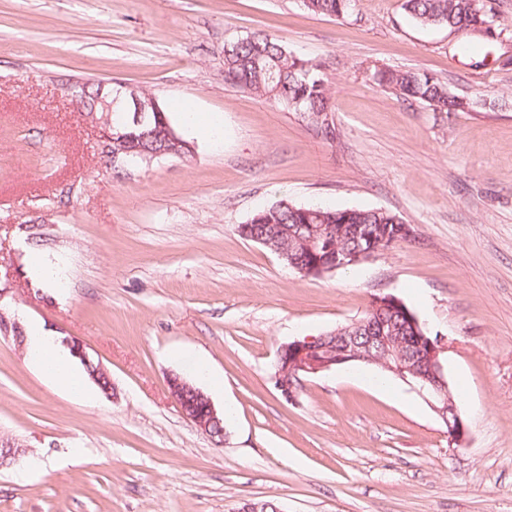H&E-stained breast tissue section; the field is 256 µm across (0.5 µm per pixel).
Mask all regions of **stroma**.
<instances>
[{
    "mask_svg": "<svg viewBox=\"0 0 512 512\" xmlns=\"http://www.w3.org/2000/svg\"><path fill=\"white\" fill-rule=\"evenodd\" d=\"M484 55L418 24L402 0L343 17L300 0H0V314L73 336L114 396L60 388L0 332V512H512V0ZM258 29L322 64L332 110L307 113L224 81V45ZM376 68L437 76L473 98L433 111L376 85ZM154 94L174 127L192 103L221 138L186 158L114 167L67 85ZM382 209L414 235L359 266L307 278L239 233L260 209ZM45 255L61 280L31 265ZM402 300L441 340L468 434L377 366L271 379L282 343ZM230 412L215 443L167 379Z\"/></svg>",
    "mask_w": 512,
    "mask_h": 512,
    "instance_id": "1",
    "label": "stroma"
}]
</instances>
